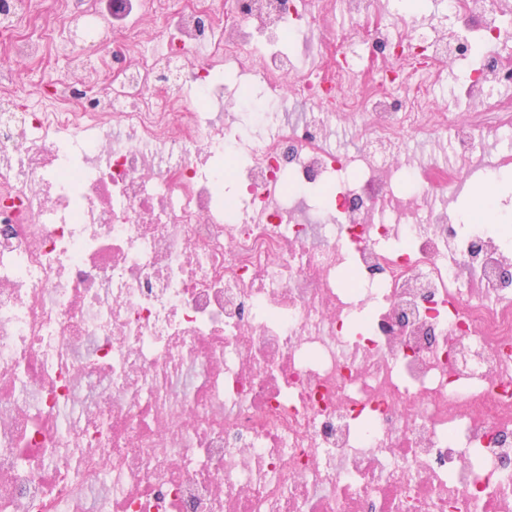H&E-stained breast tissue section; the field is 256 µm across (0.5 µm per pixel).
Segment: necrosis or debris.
<instances>
[{"label": "necrosis or debris", "mask_w": 512, "mask_h": 512, "mask_svg": "<svg viewBox=\"0 0 512 512\" xmlns=\"http://www.w3.org/2000/svg\"><path fill=\"white\" fill-rule=\"evenodd\" d=\"M366 59L296 73L258 55L298 0H154L167 49L109 36L112 86L0 89V512H512V251L446 205L460 170L403 130L512 128L432 103L430 75L484 45L469 100L512 84L499 0H452L462 28L407 48L413 20L345 0ZM30 0H0L8 55H38ZM230 64L309 111L260 137L225 123ZM202 87L213 112L189 107ZM363 151H334L337 122ZM246 157L217 166L225 150ZM232 194H225V183Z\"/></svg>", "instance_id": "necrosis-or-debris-1"}]
</instances>
